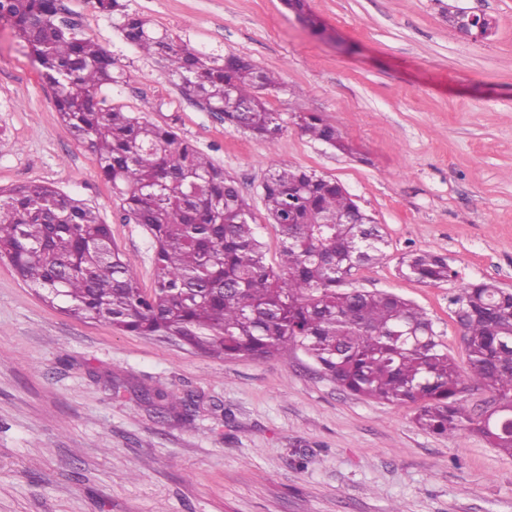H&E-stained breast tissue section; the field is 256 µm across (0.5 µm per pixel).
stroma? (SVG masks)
I'll use <instances>...</instances> for the list:
<instances>
[{"label": "stroma", "mask_w": 512, "mask_h": 512, "mask_svg": "<svg viewBox=\"0 0 512 512\" xmlns=\"http://www.w3.org/2000/svg\"><path fill=\"white\" fill-rule=\"evenodd\" d=\"M124 2L174 40L279 72L281 86L263 98L284 130L272 142L226 130L163 61L126 43L121 14L60 0L62 18L123 74L99 93L104 107L173 126L221 165L271 263L280 237L261 194L270 166L340 182L388 240L385 259L356 271L352 287L422 307L465 365L453 297L470 282L512 289V0H308L324 37L282 0ZM451 3L492 18V34L461 38L444 15ZM299 107L336 126L357 156L301 135ZM31 183L96 211L141 287L153 288L151 234L0 23V191ZM413 250L447 256L454 277H400ZM144 390L191 396L193 421L161 414ZM0 512H512V457L474 431L423 430L413 407L342 391L298 350L216 357L76 318L0 260Z\"/></svg>", "instance_id": "35a3bbf8"}]
</instances>
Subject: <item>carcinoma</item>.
Segmentation results:
<instances>
[{"label": "carcinoma", "instance_id": "cac0c4a2", "mask_svg": "<svg viewBox=\"0 0 512 512\" xmlns=\"http://www.w3.org/2000/svg\"><path fill=\"white\" fill-rule=\"evenodd\" d=\"M283 2L323 31L307 0ZM95 8L123 12L125 41L163 59L182 94L214 108L227 129L270 142L280 136L279 115L259 95L280 84L274 72L244 56L180 45L120 0H95ZM59 11L58 0H0V22L26 44L69 134L150 232L156 276L144 291L94 210L50 185L26 184L0 195V258L22 280L79 319L210 355L265 359L299 350L344 391L413 405L418 425L440 436L473 427L512 456V290L483 281L453 299L467 353L460 371L422 308L350 287L355 271L386 257L375 218L339 182L287 165L269 169L261 184L281 238L277 265L267 263L249 205L223 167L174 127L95 101L117 82L114 59ZM295 118L303 135L352 152L320 116L298 110ZM399 271L425 285L456 275L447 257L422 250L403 256ZM467 379L493 395L488 425L461 404Z\"/></svg>", "mask_w": 512, "mask_h": 512}]
</instances>
